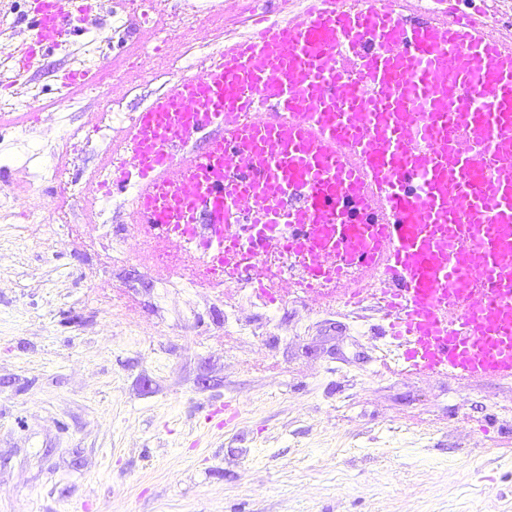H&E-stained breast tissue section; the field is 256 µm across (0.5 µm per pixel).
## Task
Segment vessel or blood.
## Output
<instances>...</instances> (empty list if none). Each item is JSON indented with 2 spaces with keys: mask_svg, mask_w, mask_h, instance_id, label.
Listing matches in <instances>:
<instances>
[{
  "mask_svg": "<svg viewBox=\"0 0 512 512\" xmlns=\"http://www.w3.org/2000/svg\"><path fill=\"white\" fill-rule=\"evenodd\" d=\"M278 22L218 38L115 129L111 185L141 245L192 279L375 310L403 370L512 381V26L416 0H259ZM96 0H28L15 75L73 43ZM147 42L154 0H129ZM303 258L286 280L270 258ZM359 287L345 283L348 270Z\"/></svg>",
  "mask_w": 512,
  "mask_h": 512,
  "instance_id": "1",
  "label": "vessel or blood"
}]
</instances>
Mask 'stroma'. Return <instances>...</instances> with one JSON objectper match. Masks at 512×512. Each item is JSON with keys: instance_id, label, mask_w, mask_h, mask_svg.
<instances>
[{"instance_id": "stroma-1", "label": "stroma", "mask_w": 512, "mask_h": 512, "mask_svg": "<svg viewBox=\"0 0 512 512\" xmlns=\"http://www.w3.org/2000/svg\"><path fill=\"white\" fill-rule=\"evenodd\" d=\"M219 28L245 30H182L151 69L177 75ZM50 137L49 163L94 174L101 139L76 163ZM0 178V512H512V382L403 374L293 298L262 346L225 329L231 290L154 267L137 225L102 243L80 199ZM228 400L235 419L205 422Z\"/></svg>"}]
</instances>
